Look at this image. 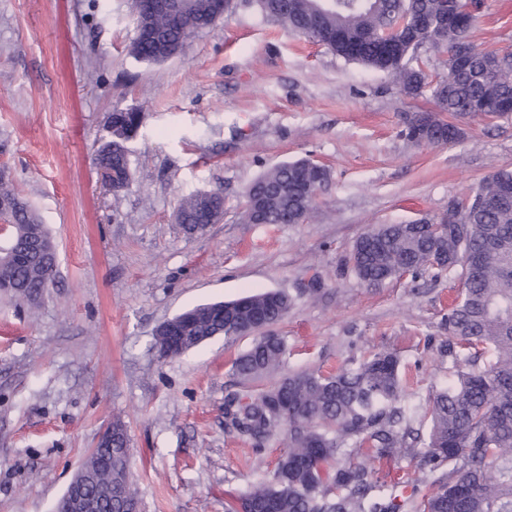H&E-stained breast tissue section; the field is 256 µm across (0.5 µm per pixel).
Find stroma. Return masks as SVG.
<instances>
[{
    "mask_svg": "<svg viewBox=\"0 0 512 512\" xmlns=\"http://www.w3.org/2000/svg\"><path fill=\"white\" fill-rule=\"evenodd\" d=\"M470 34L512 51V0H480ZM128 0H0V172L57 246V275L37 305L0 295V512H52L121 420L141 512H228L283 446L255 453L224 420L245 394L234 359L250 338L215 337L160 358L157 326L196 305L284 290L271 331L287 366L328 372L396 352L425 403L448 381L441 318L455 280L423 275L369 286L349 272L377 224L440 218L494 172L512 170V115L461 120L450 144L401 135L438 114L383 74L234 0L183 52L147 65L128 53ZM141 112L133 182L105 190L94 157L112 112ZM329 180L302 224H247V186L297 159ZM218 190L224 217L205 234L175 221L181 197Z\"/></svg>",
    "mask_w": 512,
    "mask_h": 512,
    "instance_id": "obj_1",
    "label": "stroma"
}]
</instances>
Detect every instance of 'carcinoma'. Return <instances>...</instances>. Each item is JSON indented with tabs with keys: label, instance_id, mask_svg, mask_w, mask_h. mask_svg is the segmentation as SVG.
Masks as SVG:
<instances>
[{
	"label": "carcinoma",
	"instance_id": "1",
	"mask_svg": "<svg viewBox=\"0 0 512 512\" xmlns=\"http://www.w3.org/2000/svg\"><path fill=\"white\" fill-rule=\"evenodd\" d=\"M271 22L320 42L348 62L387 76L407 97L430 94L441 111L455 118L512 112V53L480 52L468 70L455 57L470 51L476 16L455 25L446 14L467 0H254ZM135 35L128 53L139 62L159 63L180 53L190 35L217 23V0H190L188 10L150 13L143 0H130ZM416 17L436 22L415 37ZM448 53L447 73L432 76L420 50ZM141 126V114L112 113L97 150V166L109 176V188H127L132 172L127 143ZM401 135L444 144L448 126L416 114ZM328 179L309 160L282 163L255 179L260 193L245 192L248 224H300L312 210L314 189ZM512 171L498 170L472 195L448 205L439 221L420 229L381 224L355 243L351 261L356 276L379 285L406 274L459 279V294L441 319L448 332L445 352L451 363L448 385L435 391L427 406L404 408L407 379L399 356L382 351L336 371L286 369L283 337L263 332L288 312L291 296L268 291L232 301L198 305L177 315L183 351L216 336H254L251 347L232 363L242 383L272 379L270 385L224 402L227 425L258 453L284 433L287 448L273 478L254 484L239 507L268 512H512ZM218 191L180 199L178 224H215L224 208ZM0 214L13 225L8 252L0 256V290L15 300L37 299L56 269L30 258L33 243H51L30 203L0 186ZM429 422L428 436L413 424ZM121 433L91 451L83 467L87 492L101 502L100 512H123L136 501L130 475L129 440ZM419 444V470L433 478L425 493L417 473H405L386 497H373L372 472L355 460L362 450L387 462L405 458Z\"/></svg>",
	"mask_w": 512,
	"mask_h": 512
}]
</instances>
